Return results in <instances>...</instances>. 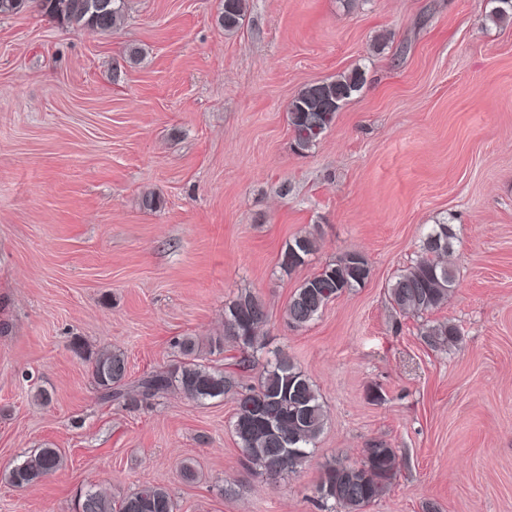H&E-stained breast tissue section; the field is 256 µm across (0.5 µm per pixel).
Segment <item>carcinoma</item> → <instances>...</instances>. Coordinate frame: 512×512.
Masks as SVG:
<instances>
[{
  "label": "carcinoma",
  "mask_w": 512,
  "mask_h": 512,
  "mask_svg": "<svg viewBox=\"0 0 512 512\" xmlns=\"http://www.w3.org/2000/svg\"><path fill=\"white\" fill-rule=\"evenodd\" d=\"M495 6L488 14L495 24L512 22V0H491ZM32 8L54 18L62 25H76L99 34L118 30L124 23V0H0V15H17ZM247 0H224L218 23L226 32L241 25ZM364 72L355 67L335 78L302 88L288 106V120L296 148L308 151L320 140L313 127L321 123L327 130L342 106L364 85ZM453 235L446 224L433 225L422 252L397 275L388 293L395 314L419 316L448 301L456 284L455 270L441 261L452 249ZM316 247L311 233L300 234L287 244L281 268L291 272L305 264ZM370 267L364 255L346 252L307 278L294 292L286 316L289 326L302 328L315 320L329 302L350 291L369 277ZM269 319L266 303L251 292H243L224 307L223 335L211 340L210 349L224 351L231 344L238 355L224 369L198 361L195 342H179L184 359L169 368L138 380L133 386L144 399L160 397L175 389L197 401L231 396L236 409L231 431L244 464L255 468L269 480L298 473L311 457L315 441L325 426V411L320 395L309 375L285 354L275 353L260 360L265 349L262 330ZM425 342L442 349L457 344V327L446 321L422 331ZM262 365L258 383L243 385V374ZM128 363L123 353L105 350L97 354L92 376L104 398L120 400L125 392ZM64 465L57 448H40L15 465L5 479L15 487L33 485L54 474ZM399 470L394 448L377 443L361 449V458L353 463L338 460L329 465L317 486L319 499L331 504L330 512H365L373 502L385 497ZM76 512H175L169 491L160 485H144L125 497L114 500L105 490L90 487L80 492Z\"/></svg>",
  "instance_id": "cac0c4a2"
}]
</instances>
